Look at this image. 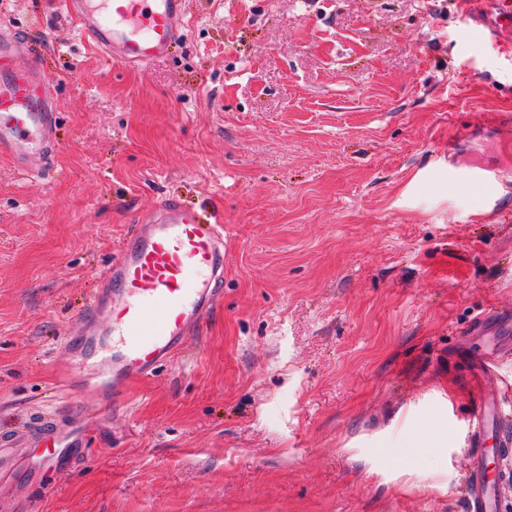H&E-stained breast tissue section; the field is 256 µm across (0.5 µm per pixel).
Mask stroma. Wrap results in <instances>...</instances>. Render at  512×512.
Listing matches in <instances>:
<instances>
[{
  "mask_svg": "<svg viewBox=\"0 0 512 512\" xmlns=\"http://www.w3.org/2000/svg\"><path fill=\"white\" fill-rule=\"evenodd\" d=\"M187 11L166 58L122 70L60 0H0L57 76L58 142L25 175L0 157V431L97 403L68 341L139 217L173 196L225 245L181 355L0 512H464L474 324L512 345V54L452 0Z\"/></svg>",
  "mask_w": 512,
  "mask_h": 512,
  "instance_id": "stroma-1",
  "label": "stroma"
}]
</instances>
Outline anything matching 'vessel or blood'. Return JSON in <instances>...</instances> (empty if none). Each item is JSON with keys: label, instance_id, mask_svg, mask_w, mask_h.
Segmentation results:
<instances>
[{"label": "vessel or blood", "instance_id": "obj_1", "mask_svg": "<svg viewBox=\"0 0 512 512\" xmlns=\"http://www.w3.org/2000/svg\"><path fill=\"white\" fill-rule=\"evenodd\" d=\"M61 6L76 20L85 42L126 69L165 58L187 28L186 0H61ZM490 12L486 6L468 10L467 16L494 37L512 42V20L491 21ZM18 41V31L1 23L0 157L26 171L33 157L46 159L55 151L57 115L52 78L37 60L19 61ZM223 273L224 228L215 216L174 199L155 207L114 256L84 316L81 343L110 337L97 350L101 375L125 383L155 376L219 300ZM500 353V345L491 341L482 356L470 360L477 400L470 418L474 430L462 489L464 512H502L505 492L512 487V469L492 475L487 464L488 456L512 455V432L504 429L502 414L512 385L497 375ZM85 411L75 401L67 412L39 421L38 455L23 437L0 436V484L24 476L37 484L40 463L69 465L87 443L80 423ZM491 437L496 440L492 449L486 446Z\"/></svg>", "mask_w": 512, "mask_h": 512}]
</instances>
